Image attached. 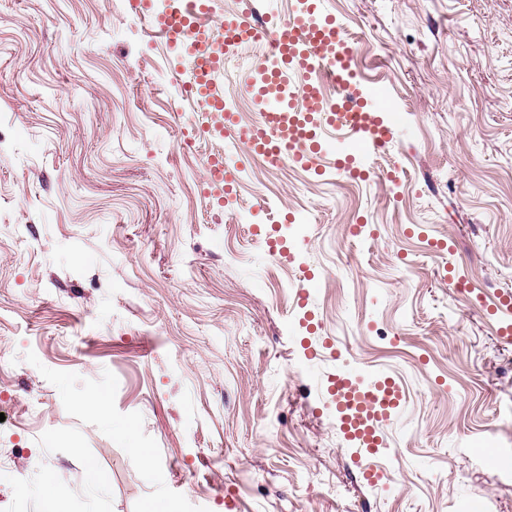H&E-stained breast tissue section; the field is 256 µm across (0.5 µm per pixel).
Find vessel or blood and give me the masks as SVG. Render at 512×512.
<instances>
[{"instance_id":"vessel-or-blood-1","label":"vessel or blood","mask_w":512,"mask_h":512,"mask_svg":"<svg viewBox=\"0 0 512 512\" xmlns=\"http://www.w3.org/2000/svg\"><path fill=\"white\" fill-rule=\"evenodd\" d=\"M314 0H297L288 18H272L247 9L225 18L219 31L201 25V4L177 16H159L157 25L171 48L192 59L193 79L188 92L208 101L220 130L236 128L231 107L216 96L224 56L258 40L269 50L256 80L261 98L257 122L236 129L234 141L247 153L261 155L269 164L282 161L308 167L319 151L350 156L359 149H385L389 132L376 131L365 104L343 101L322 104L316 78L344 81L353 55V38L332 19H317Z\"/></svg>"}]
</instances>
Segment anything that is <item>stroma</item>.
<instances>
[{
  "label": "stroma",
  "mask_w": 512,
  "mask_h": 512,
  "mask_svg": "<svg viewBox=\"0 0 512 512\" xmlns=\"http://www.w3.org/2000/svg\"><path fill=\"white\" fill-rule=\"evenodd\" d=\"M322 7L391 94L358 181L203 133L139 0H0V512L50 474L55 512H512V0ZM262 55L224 62L243 127ZM375 368L406 398L372 484L327 387Z\"/></svg>",
  "instance_id": "1"
}]
</instances>
